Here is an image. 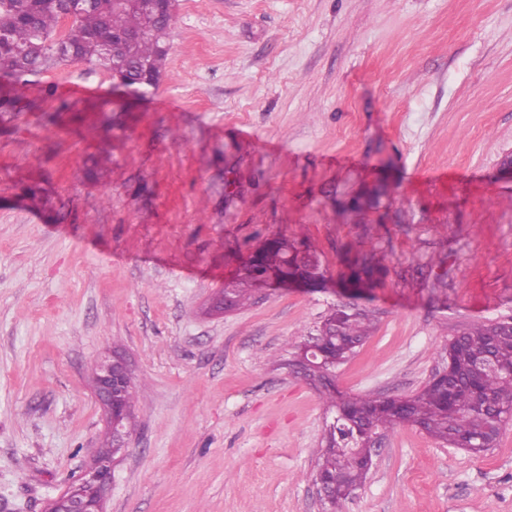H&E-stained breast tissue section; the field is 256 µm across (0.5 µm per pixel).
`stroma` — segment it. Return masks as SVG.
Returning <instances> with one entry per match:
<instances>
[{"label": "stroma", "instance_id": "stroma-1", "mask_svg": "<svg viewBox=\"0 0 512 512\" xmlns=\"http://www.w3.org/2000/svg\"><path fill=\"white\" fill-rule=\"evenodd\" d=\"M170 42L145 95L75 61L0 113V512L102 448L116 355L138 428L105 512H322L324 407L284 362L342 298L218 309L266 239L332 278L358 238L383 256L349 396L416 393L456 328L512 315V0H178ZM344 512H512V423L483 454L397 429Z\"/></svg>", "mask_w": 512, "mask_h": 512}]
</instances>
